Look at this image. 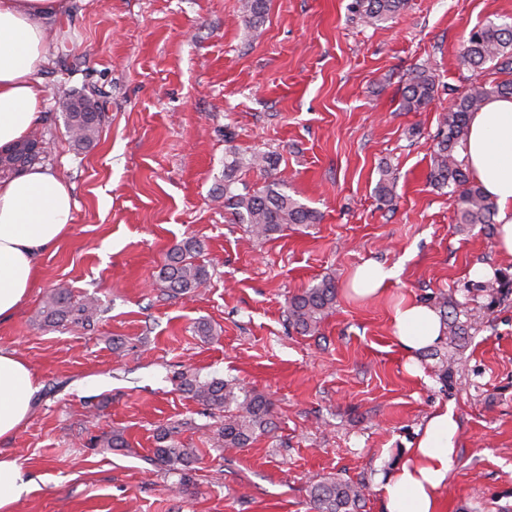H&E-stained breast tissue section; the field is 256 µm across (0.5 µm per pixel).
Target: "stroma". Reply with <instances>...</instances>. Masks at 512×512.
I'll use <instances>...</instances> for the list:
<instances>
[{"label": "stroma", "mask_w": 512, "mask_h": 512, "mask_svg": "<svg viewBox=\"0 0 512 512\" xmlns=\"http://www.w3.org/2000/svg\"><path fill=\"white\" fill-rule=\"evenodd\" d=\"M349 0H270L261 30L242 0H68L51 27L47 107L37 134L46 165L72 185L75 220L47 253L29 298L0 323L39 389L19 433L0 442L33 475L15 512H312V483L366 487L361 512H383L381 486L427 417L451 407L458 447L444 512H512V290L480 287L478 263L512 280V264L428 182L442 113L474 73L459 55L470 30L512 19V0H409L393 23L367 27ZM436 76L432 102L400 109L414 67ZM97 86L105 119L74 146L58 107ZM276 153L289 195L321 213L258 241L215 197L224 154ZM397 173L380 204V169ZM211 277L169 295L159 278L184 240ZM399 265L387 294L348 291L354 269ZM336 305L317 333L288 322L286 300L321 279ZM95 296L89 323L45 326L51 289ZM461 332L419 353L410 376L392 338L403 300L437 305ZM210 323L212 339L198 336ZM236 380L271 402L273 430L242 450L210 440L211 417L177 376ZM199 451L190 483L148 459L162 427ZM120 433L124 449L92 447Z\"/></svg>", "instance_id": "35a3bbf8"}]
</instances>
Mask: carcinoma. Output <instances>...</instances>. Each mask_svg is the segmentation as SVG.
I'll use <instances>...</instances> for the list:
<instances>
[{
	"mask_svg": "<svg viewBox=\"0 0 512 512\" xmlns=\"http://www.w3.org/2000/svg\"><path fill=\"white\" fill-rule=\"evenodd\" d=\"M407 0H351L348 10L363 23L379 26L398 18L406 8ZM242 10L250 28L257 31L265 21L267 0H243ZM463 64L474 70L491 64L501 73H512V23H485L471 30L460 53ZM435 75L425 68H417L408 76L402 89L401 109L419 112L434 98ZM512 97V79L471 85L456 97L451 110L444 113L434 136L436 148L429 172L430 184L455 197L456 223L491 224L495 215L493 202L480 185L470 178L463 161L456 157V149L466 138L470 116L479 111L487 100ZM101 92L91 89L80 94L71 93L60 101L66 127L74 144L88 146L98 135L104 120ZM44 158L42 141L36 137L18 143L14 149L0 155V170L24 168ZM278 157L261 151L248 156L231 149L224 156V185L217 197L224 199V210L238 224L247 225L250 233L266 238L283 230L288 224H316L319 214L286 192V182L273 175ZM243 169L257 170L264 182L249 183L237 176ZM396 174L391 168L381 169L378 192L381 201L393 200ZM202 245L188 239L174 248L162 268L166 287L177 295L196 292L210 279L206 266L196 262ZM336 302V284L325 278L287 299L289 323L303 333H314ZM96 305L90 301L77 306L72 303L66 288H55L47 296L41 315L47 326L63 323L82 324L90 320ZM180 388L201 405L207 415L224 413L215 422L212 440L220 448H246L259 433L271 425V403L265 395L250 391L233 380L200 376L194 370L180 373ZM180 427H163L157 434V448L148 458L154 466L182 474L198 458L199 449L184 448L176 436ZM365 486L335 477L318 482L309 489L311 509L314 512H359Z\"/></svg>",
	"mask_w": 512,
	"mask_h": 512,
	"instance_id": "carcinoma-1",
	"label": "carcinoma"
}]
</instances>
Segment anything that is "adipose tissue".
Segmentation results:
<instances>
[{
    "instance_id": "1",
    "label": "adipose tissue",
    "mask_w": 512,
    "mask_h": 512,
    "mask_svg": "<svg viewBox=\"0 0 512 512\" xmlns=\"http://www.w3.org/2000/svg\"><path fill=\"white\" fill-rule=\"evenodd\" d=\"M60 0H0V152L39 127L46 100L41 71L47 63V30ZM462 157L497 208L495 248L512 258V98H495L472 113ZM69 186L50 168L33 165L0 177V323L27 300L43 256L74 222ZM394 338L405 369L421 375L418 354L442 337L439 313L414 300L392 312ZM36 379L17 351L0 348V441L16 436L27 421ZM458 421L440 409L426 422L405 460L382 487L386 512H443L440 496L456 453ZM34 487L17 458L0 454V512Z\"/></svg>"
}]
</instances>
